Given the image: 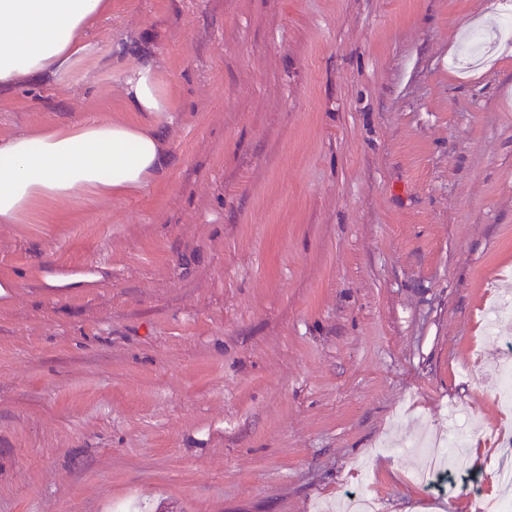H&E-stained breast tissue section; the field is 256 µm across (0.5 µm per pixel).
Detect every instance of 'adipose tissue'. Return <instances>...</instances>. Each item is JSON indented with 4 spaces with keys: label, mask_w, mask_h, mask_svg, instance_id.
<instances>
[{
    "label": "adipose tissue",
    "mask_w": 512,
    "mask_h": 512,
    "mask_svg": "<svg viewBox=\"0 0 512 512\" xmlns=\"http://www.w3.org/2000/svg\"><path fill=\"white\" fill-rule=\"evenodd\" d=\"M112 0H0V92L21 80L68 87L103 63L88 30ZM133 121L73 119L0 136V224L44 204L71 207L145 191L171 166L164 134L177 114L158 62L122 71Z\"/></svg>",
    "instance_id": "ef3b65f1"
}]
</instances>
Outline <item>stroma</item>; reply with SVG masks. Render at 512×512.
I'll use <instances>...</instances> for the list:
<instances>
[{"mask_svg": "<svg viewBox=\"0 0 512 512\" xmlns=\"http://www.w3.org/2000/svg\"><path fill=\"white\" fill-rule=\"evenodd\" d=\"M512 0H112L124 57L20 83L0 134L129 120L160 64L172 164L141 195L0 224V512H471L492 492L512 320ZM99 273L45 288L37 272ZM467 412L481 469L428 486L411 440Z\"/></svg>", "mask_w": 512, "mask_h": 512, "instance_id": "stroma-1", "label": "stroma"}]
</instances>
